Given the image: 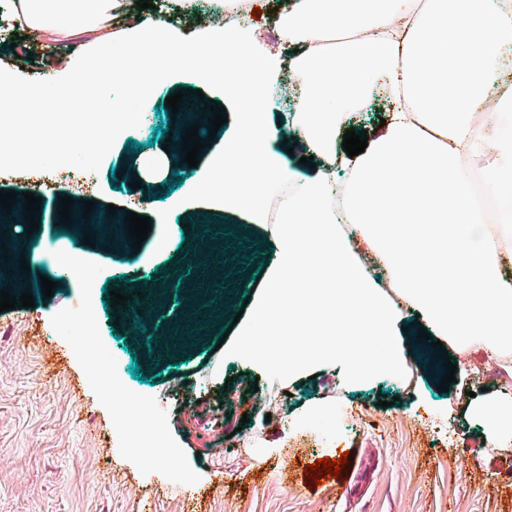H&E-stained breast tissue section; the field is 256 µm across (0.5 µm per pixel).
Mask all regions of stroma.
Wrapping results in <instances>:
<instances>
[{
	"label": "stroma",
	"mask_w": 512,
	"mask_h": 512,
	"mask_svg": "<svg viewBox=\"0 0 512 512\" xmlns=\"http://www.w3.org/2000/svg\"><path fill=\"white\" fill-rule=\"evenodd\" d=\"M151 2L157 14L176 16L184 39L211 28L203 0L183 9L175 0ZM251 3L262 10L246 22L257 53L289 63L294 50L273 29L283 0ZM96 44L92 34H68L56 45L30 41L32 59L11 56L0 66L28 79L58 77ZM186 88L227 112L239 108L220 80L189 70H172L164 87L141 86L158 113L123 132L98 171L57 170L42 195L44 238L56 232V194L71 196L77 213L86 200L129 208L136 193L121 172L130 161L162 156L173 130L165 99ZM276 227L225 212L223 197L205 194L174 213L169 250L116 244L86 253L77 266L70 248L53 252L54 268H73L95 286L58 288L35 307L0 313V512H512V438L491 439L488 419L472 410L486 397L512 396V365L489 349L447 344L457 373L442 393L440 374L415 342L419 311L403 336L405 368L356 386L332 358L288 372L243 357L238 328L253 320L265 289ZM188 228L200 244L192 258L183 255ZM144 283L168 287L161 308L169 343L151 355L129 331H114L108 304L111 290ZM214 288L227 301L195 307L200 291ZM89 334L108 355L127 407L157 411L155 432L140 447H130L111 393L88 367L78 341ZM135 363L144 381L134 379ZM256 388L268 396L258 414L251 410ZM343 455V478L307 486L306 465ZM176 468L194 482L178 495L170 489Z\"/></svg>",
	"instance_id": "1"
}]
</instances>
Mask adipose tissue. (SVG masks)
<instances>
[{"label": "adipose tissue", "instance_id": "ef3b65f1", "mask_svg": "<svg viewBox=\"0 0 512 512\" xmlns=\"http://www.w3.org/2000/svg\"><path fill=\"white\" fill-rule=\"evenodd\" d=\"M14 7L34 31L100 34L123 16L127 0H14ZM278 30L298 50L290 70L307 89L279 126L270 119L268 87L281 61L257 56L237 24L187 43L172 22L145 13L127 44L145 83L165 86L178 65L223 76L240 104L233 134L185 182L183 196L223 194L226 206L259 223L275 188L301 182L280 208L278 266L257 320L243 333L242 354L264 358L285 336L280 367L294 371L333 357L358 384L403 369L399 324L416 306L440 335L511 360L512 131L501 133L486 170L502 203L498 223H484L475 206L464 158L483 152L485 129L512 109L503 99L482 109L502 81L499 58L512 48V16L494 0H292ZM129 76L113 70L102 124L134 127L152 111V98L131 106L119 94ZM379 76L392 109L365 151L348 156L341 116L365 102ZM292 131L314 158L345 162L348 177L336 193L325 170L300 177L283 143ZM339 224L348 234L336 233ZM362 245L380 259L385 282L360 269ZM386 287L391 297L383 296Z\"/></svg>", "mask_w": 512, "mask_h": 512}]
</instances>
